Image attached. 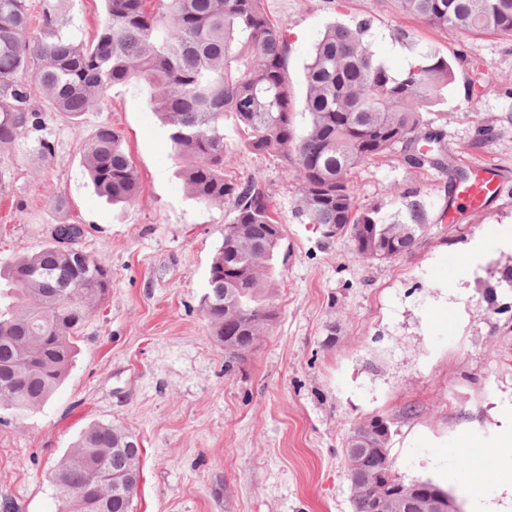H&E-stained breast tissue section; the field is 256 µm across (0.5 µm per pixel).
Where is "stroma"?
<instances>
[{"instance_id": "stroma-1", "label": "stroma", "mask_w": 512, "mask_h": 512, "mask_svg": "<svg viewBox=\"0 0 512 512\" xmlns=\"http://www.w3.org/2000/svg\"><path fill=\"white\" fill-rule=\"evenodd\" d=\"M289 44L296 129L307 119L305 66L326 22L370 19L373 50L393 71L433 49L458 66L427 118L445 131L451 168L496 164L500 186L480 210L461 205L447 174L391 153L356 168L359 206L396 215L420 191L429 225L412 252L365 262L346 234L325 238L294 216L292 172L272 157L235 154L226 174L264 176L283 226L276 259L278 317L245 363L225 373L224 347L202 310L227 206L187 192L181 163L146 92L112 87L79 124L49 123L53 159L20 147L0 198V267L42 249L53 225L74 222L82 248L112 271V289L78 336L53 397L22 424H0V503L61 512L55 463L79 433L112 423L141 443L134 512H353L343 448L354 423L384 419L389 455L407 482L429 481L461 512L502 503L512 447V251L469 267L457 255L476 236L512 237V37L426 26L394 0H264ZM407 32L408 43L397 35ZM497 86L472 96L470 82ZM124 136L140 179L126 204L98 197L82 164L101 125Z\"/></svg>"}]
</instances>
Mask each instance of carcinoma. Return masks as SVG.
Returning a JSON list of instances; mask_svg holds the SVG:
<instances>
[{
  "mask_svg": "<svg viewBox=\"0 0 512 512\" xmlns=\"http://www.w3.org/2000/svg\"><path fill=\"white\" fill-rule=\"evenodd\" d=\"M426 25L470 34L512 35V0H395ZM105 15L88 43L67 31L66 0H43L42 36L28 37L29 0H0V195L11 186V156L23 143L54 157L50 112L33 102L38 88L74 120L99 105L108 89L146 85L184 162L186 190L204 204L227 205L224 243L215 254L202 298L212 336L224 345L228 371L245 360L277 319L275 259L282 224L259 174L233 178L224 166L239 150L267 154L293 170L300 198L295 217L319 224L326 236L349 234L366 261H394L428 226L420 192L404 197L397 216L361 208L350 179L358 166L397 148L414 167L447 169L443 130L423 111L444 102L456 71L447 58L418 50L400 73L372 49L371 21L329 22L305 66L308 123L297 132L288 79V41L263 0H104ZM35 65L33 82L21 77ZM231 117L238 140L224 135ZM86 175L113 203L138 195L139 179L123 135L100 126L83 148ZM81 224H57L51 243L0 271V412L20 423L64 381L77 334L112 288V273L84 251ZM390 428L371 418L345 443L354 512H378L384 486L404 500V512H444L448 493L415 481L407 491L393 468ZM141 478L137 437L95 423L77 438L53 472L64 512H133Z\"/></svg>",
  "mask_w": 512,
  "mask_h": 512,
  "instance_id": "1",
  "label": "carcinoma"
}]
</instances>
